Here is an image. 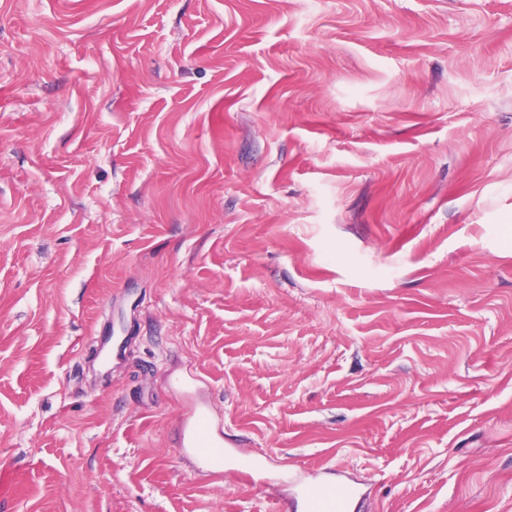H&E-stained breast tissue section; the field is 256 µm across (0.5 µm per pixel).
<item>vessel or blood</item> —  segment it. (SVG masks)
<instances>
[{
	"instance_id": "1",
	"label": "vessel or blood",
	"mask_w": 512,
	"mask_h": 512,
	"mask_svg": "<svg viewBox=\"0 0 512 512\" xmlns=\"http://www.w3.org/2000/svg\"><path fill=\"white\" fill-rule=\"evenodd\" d=\"M179 387L191 399L192 382H180ZM180 428L183 434L181 446L187 452L218 466L226 465L230 460L229 452L224 446V436L215 425L207 406L191 399L180 420ZM291 485V503L302 506L304 512H350V493L339 491L333 481L311 483L298 476L292 480Z\"/></svg>"
}]
</instances>
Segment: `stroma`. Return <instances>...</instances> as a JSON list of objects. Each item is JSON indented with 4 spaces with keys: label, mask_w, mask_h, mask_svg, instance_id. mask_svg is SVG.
<instances>
[{
    "label": "stroma",
    "mask_w": 512,
    "mask_h": 512,
    "mask_svg": "<svg viewBox=\"0 0 512 512\" xmlns=\"http://www.w3.org/2000/svg\"><path fill=\"white\" fill-rule=\"evenodd\" d=\"M196 371L267 482L179 448ZM328 468L512 512V0H0V512Z\"/></svg>",
    "instance_id": "stroma-1"
}]
</instances>
